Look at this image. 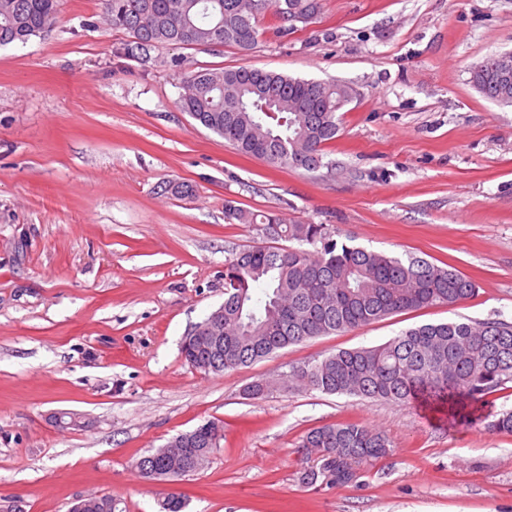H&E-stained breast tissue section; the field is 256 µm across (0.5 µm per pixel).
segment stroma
Masks as SVG:
<instances>
[{"label":"stroma","instance_id":"35a3bbf8","mask_svg":"<svg viewBox=\"0 0 512 512\" xmlns=\"http://www.w3.org/2000/svg\"><path fill=\"white\" fill-rule=\"evenodd\" d=\"M103 0H59L45 36L0 47V499L68 512L109 494L127 512H512V433L488 422L512 388L448 420L424 406L247 386L422 324L512 321V106L471 70L512 51V0H321L318 16L254 49L117 56L128 35ZM249 66L352 88L327 167L238 153L176 103L179 69ZM192 186L178 197L163 182ZM330 225L356 245L451 266L478 285L456 305L407 311L203 375L184 336L224 301L229 249L266 245L225 201ZM70 412L78 425L59 426ZM209 466L151 482L140 457L210 420ZM359 423L388 454L357 479L303 484L308 430Z\"/></svg>","mask_w":512,"mask_h":512}]
</instances>
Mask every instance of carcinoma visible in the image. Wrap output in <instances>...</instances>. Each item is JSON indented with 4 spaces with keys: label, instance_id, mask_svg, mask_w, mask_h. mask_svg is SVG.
<instances>
[{
    "label": "carcinoma",
    "instance_id": "cac0c4a2",
    "mask_svg": "<svg viewBox=\"0 0 512 512\" xmlns=\"http://www.w3.org/2000/svg\"><path fill=\"white\" fill-rule=\"evenodd\" d=\"M320 0H105L104 18L129 39L117 53L145 60L159 46H235L258 42L266 13L286 34L319 13ZM58 0H0V46L25 43L51 30ZM487 57L471 82L487 99L512 105L499 92ZM179 106L236 150L282 167L316 170L336 138L347 86L305 81L248 66L181 74ZM281 111L272 117L263 104ZM229 222L254 224L288 247L252 246L224 261V303L184 337L181 354L205 375L260 361L307 339L344 333L391 315L461 303L477 292L458 271L408 254L396 257L339 239L326 224H286L275 214L257 215L227 200ZM512 383V322L501 319L423 324L387 342L343 349L296 366L283 389L304 388L410 405L423 397L457 412ZM223 426L207 421L172 438L135 462L149 481L190 476L209 463ZM299 447L316 455L302 482L325 486L349 482L346 469L378 460L388 437L358 424L324 425L308 431ZM110 495L79 500L71 512H122Z\"/></svg>",
    "mask_w": 512,
    "mask_h": 512
}]
</instances>
